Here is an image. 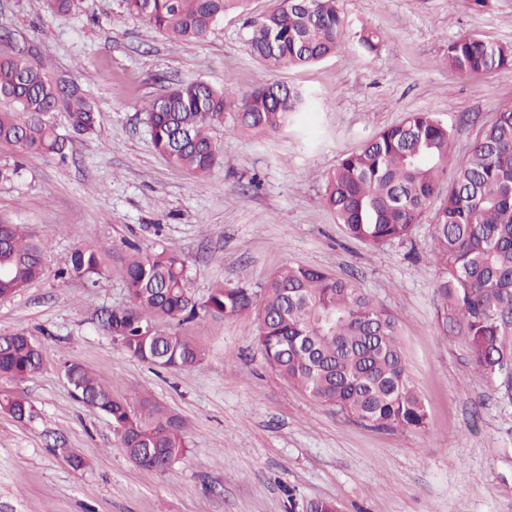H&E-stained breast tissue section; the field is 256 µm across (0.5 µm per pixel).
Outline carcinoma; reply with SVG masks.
Segmentation results:
<instances>
[{"instance_id":"carcinoma-1","label":"carcinoma","mask_w":512,"mask_h":512,"mask_svg":"<svg viewBox=\"0 0 512 512\" xmlns=\"http://www.w3.org/2000/svg\"><path fill=\"white\" fill-rule=\"evenodd\" d=\"M247 0H126L127 10L151 28L191 46ZM250 52L269 70L305 66L348 44L339 0H281L269 13L246 19ZM358 46L376 51L382 33L363 27ZM448 67L460 75L512 69V45L470 34L448 43ZM54 77L45 61L16 47L0 55V143L24 153L65 159V139L53 118L94 127L97 113L80 88ZM306 94L266 81L238 95L204 80L176 83L148 106L152 143L178 169L207 176L220 158L212 130L224 112L238 126L270 135L294 122ZM448 125L428 112H411L380 131L357 152L344 155L325 178L323 203L352 238L379 248L408 237L431 201L443 196L434 224L433 262L441 271L438 326L453 331L472 364L492 376L512 363L505 336L512 332V107L500 109L456 161ZM453 170L448 186L441 184ZM46 243L17 224H0V294H14L44 275ZM65 273L102 274L97 249H76ZM112 274L129 302L105 314L104 331L125 353L162 369L185 370L201 349L181 331L189 322L253 314L256 343L268 364L312 400L337 408L378 430L427 427V409L410 376L394 317L355 283L328 271L288 265L254 290L216 282L199 300L186 288L183 255L170 249L128 254ZM43 363L39 342L24 332L0 334V377L21 380ZM78 397L105 415L135 463L157 460L164 473L187 452L186 427L148 397L136 409L116 398L82 365L64 366ZM0 412L18 422L33 416L24 396L0 393Z\"/></svg>"}]
</instances>
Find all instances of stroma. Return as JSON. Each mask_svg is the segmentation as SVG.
<instances>
[{
    "label": "stroma",
    "mask_w": 512,
    "mask_h": 512,
    "mask_svg": "<svg viewBox=\"0 0 512 512\" xmlns=\"http://www.w3.org/2000/svg\"><path fill=\"white\" fill-rule=\"evenodd\" d=\"M352 30L378 29L377 52L356 43L313 65L269 72L247 45L246 15L225 14L187 46L127 13L124 0H0V52L23 38L53 73L96 101L93 131L54 122L68 158L0 143V221L47 243L41 279L0 298V334L24 331L43 348L41 369L0 392L25 396L31 420L0 413V512H304L332 500L341 512H512V368L475 369L443 335L432 261L434 209L411 236L371 249L349 238L322 203L340 158L411 112L453 129L463 160L482 127L512 106V71L462 76L444 62L467 34L512 45V0H341ZM309 97L303 127L270 136L239 129L235 113L213 136L207 177L172 167L155 150L145 105L176 80L245 93L269 79ZM92 246L95 286L62 276L71 252ZM181 252L187 286L214 281L261 288L286 264L354 281L397 320L426 431L376 430L321 405L283 380L254 343L251 316L185 325L202 362L168 371L129 358L104 334V309L126 304L112 267L132 247ZM76 362L114 396H147L186 422L189 451L164 473L137 467L110 422L78 399L63 375ZM65 444L85 461L70 467Z\"/></svg>",
    "instance_id": "35a3bbf8"
}]
</instances>
